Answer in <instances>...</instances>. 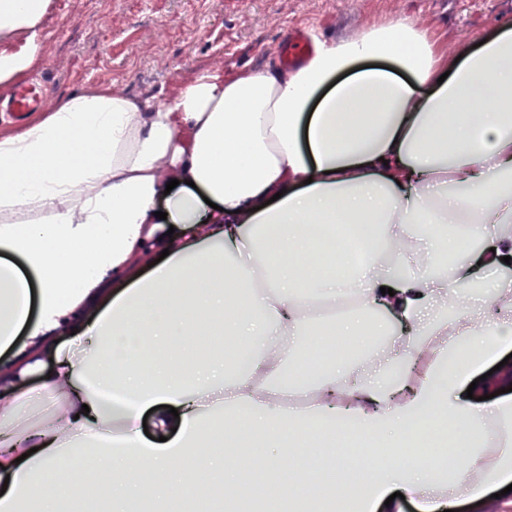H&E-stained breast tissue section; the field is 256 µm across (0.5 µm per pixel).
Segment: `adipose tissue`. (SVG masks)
<instances>
[{
	"label": "adipose tissue",
	"instance_id": "obj_1",
	"mask_svg": "<svg viewBox=\"0 0 512 512\" xmlns=\"http://www.w3.org/2000/svg\"><path fill=\"white\" fill-rule=\"evenodd\" d=\"M50 0H0V37L35 29ZM166 197V219L155 201ZM179 227L169 240L165 224ZM344 225L368 260L336 248ZM483 228L466 248V225ZM159 255L148 272L133 256ZM512 257V23L443 62L406 19L316 42L295 71H204L166 101L109 88L71 95L0 132V355L47 336L104 283L107 300L50 346L52 373L0 388V512H43L90 491L61 464L91 460L112 512L213 480L234 505L252 476L224 454L244 435L262 470L303 473L313 512L356 483L340 436L361 439L370 480L359 512L512 507V400L486 398L476 368L512 346V280L480 305L479 268ZM338 309L336 335L373 359L334 353L303 369L300 336ZM249 352L200 360L197 337ZM125 399L113 401V391ZM155 434H142L143 413ZM450 429L457 449L405 448ZM332 446L302 470L283 438ZM332 496H325L324 487Z\"/></svg>",
	"mask_w": 512,
	"mask_h": 512
}]
</instances>
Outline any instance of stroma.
Returning <instances> with one entry per match:
<instances>
[{"label":"stroma","mask_w":512,"mask_h":512,"mask_svg":"<svg viewBox=\"0 0 512 512\" xmlns=\"http://www.w3.org/2000/svg\"><path fill=\"white\" fill-rule=\"evenodd\" d=\"M398 18L460 54L512 18V0H51L34 33L0 39V51L35 48L45 113L102 86L140 100L203 70L280 69L296 31L340 42Z\"/></svg>","instance_id":"stroma-1"}]
</instances>
